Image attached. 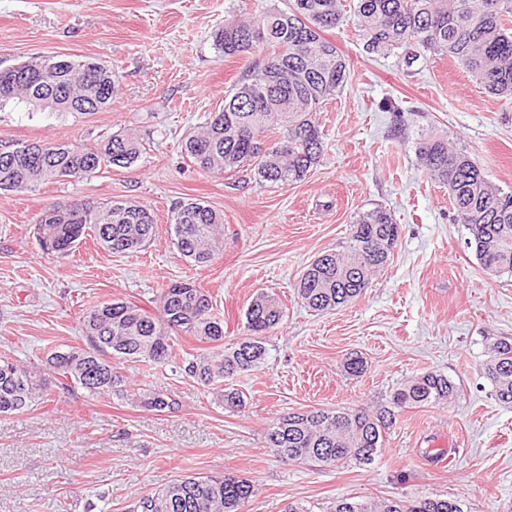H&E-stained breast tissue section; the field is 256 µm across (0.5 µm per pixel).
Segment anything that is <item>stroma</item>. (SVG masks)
Returning a JSON list of instances; mask_svg holds the SVG:
<instances>
[{
	"mask_svg": "<svg viewBox=\"0 0 512 512\" xmlns=\"http://www.w3.org/2000/svg\"><path fill=\"white\" fill-rule=\"evenodd\" d=\"M288 0H0V69L38 56L94 57L116 74L109 108L89 114L0 107V144L51 139L88 147L135 133L145 147L130 167L82 179L0 192V354L44 366L48 354L84 347L87 310L112 300L151 306L161 288L192 280L224 318L228 341L245 337V311L259 292L283 305L265 336L267 358L233 380L245 407L228 412L217 391L185 374L203 343L180 335L165 364L116 361L126 386L161 388L174 410H148L112 396L57 391L52 401L0 416V512H131L143 494L186 474L226 472L251 480L244 512H313L342 496L414 500L440 494L468 512H512V407L481 373L496 338L512 336V273L483 271L454 222L448 190L416 159L423 131L447 135L512 191V99L485 93L445 56L406 64L367 53L357 19L345 14L327 37L346 56L347 85L319 115L324 154L300 182L249 172L205 173L181 152L248 63L225 58L213 33L225 20L258 16ZM204 201L224 215V242L206 266L174 244L171 211ZM73 199H131L151 210L153 240L118 255L86 239L65 257L43 254L34 219ZM386 207L400 235L387 266L351 303L327 313L298 299L296 284L319 255L343 251L356 212ZM367 363L358 377L346 358ZM444 374L457 396L397 412L371 464L283 463L265 443L288 411L374 408L416 374ZM428 448L451 458L428 462Z\"/></svg>",
	"mask_w": 512,
	"mask_h": 512,
	"instance_id": "1",
	"label": "stroma"
}]
</instances>
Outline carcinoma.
I'll use <instances>...</instances> for the list:
<instances>
[{"label":"carcinoma","mask_w":512,"mask_h":512,"mask_svg":"<svg viewBox=\"0 0 512 512\" xmlns=\"http://www.w3.org/2000/svg\"><path fill=\"white\" fill-rule=\"evenodd\" d=\"M364 48L371 54L404 51L415 61L420 52L448 55L489 94L512 98V0H350ZM343 19L341 0H289L258 17L224 23L214 46L224 56L250 58L268 48L262 61L224 95V107L211 113L202 130L187 137L182 150L205 173L245 166L261 181L291 184L304 180L320 161L324 133L318 118L349 79L348 61L325 37ZM116 83L112 68L98 59L43 56L0 71V105L22 100L57 112H99L112 104ZM288 142V149L274 147ZM419 163L448 187L453 219L467 226L469 248L480 266L512 272V193L490 184L469 153L429 134L416 142ZM142 156L131 133L113 135L97 148L51 139L0 147V191H18L45 181L96 173L108 166L128 167ZM39 248L67 256L83 240L94 239L112 254H130L155 236L150 210L133 201L56 203L35 217ZM175 245L196 265L210 263L220 243L223 213L199 199L181 202L171 214ZM399 227L377 206L352 218L342 252L318 256L303 271L297 297L314 311L334 310L359 297L394 253ZM280 302L264 293L245 312L250 336L224 341V319L206 292L188 281L162 289L152 312L133 301L94 306L83 320L89 348L58 351L47 357L50 383L38 367L0 360V416L30 410L50 396L51 387H79L93 398L110 397L122 386L112 359L162 364L172 358L171 335L211 345L212 352L185 360L184 372L204 387L232 380L266 359L263 336L283 320ZM483 374L495 398L512 406V337L497 339ZM447 376L417 374L397 387L388 404L375 409L313 408L288 412L268 425L266 444L288 463L335 466L348 461L372 463L384 447L395 411L435 407L457 395ZM135 403L171 411L178 402L159 389L138 388ZM220 403L235 412L243 393L221 390ZM255 494L250 480L232 475L186 476L145 494L133 512H242ZM329 512H464L457 500L428 496L419 500L341 498Z\"/></svg>","instance_id":"cac0c4a2"}]
</instances>
